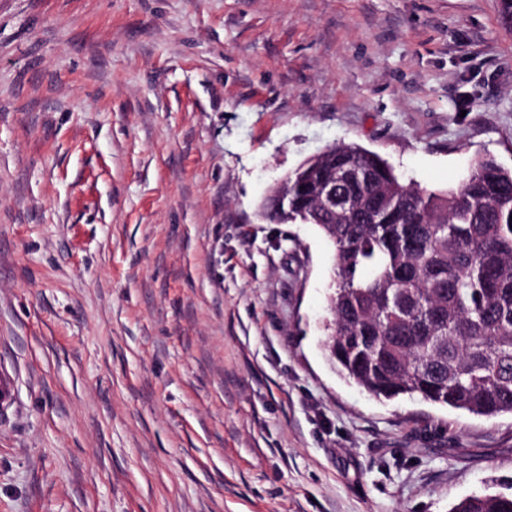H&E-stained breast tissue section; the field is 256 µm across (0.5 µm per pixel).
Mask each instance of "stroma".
Returning a JSON list of instances; mask_svg holds the SVG:
<instances>
[{
	"label": "stroma",
	"mask_w": 512,
	"mask_h": 512,
	"mask_svg": "<svg viewBox=\"0 0 512 512\" xmlns=\"http://www.w3.org/2000/svg\"><path fill=\"white\" fill-rule=\"evenodd\" d=\"M512 169L500 0H0V512H450L512 415L377 399L325 341L335 248L263 219L335 143Z\"/></svg>",
	"instance_id": "1"
}]
</instances>
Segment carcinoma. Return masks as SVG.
<instances>
[{
  "label": "carcinoma",
  "instance_id": "1",
  "mask_svg": "<svg viewBox=\"0 0 512 512\" xmlns=\"http://www.w3.org/2000/svg\"><path fill=\"white\" fill-rule=\"evenodd\" d=\"M286 186L288 214L270 197L263 215L314 224L336 250L326 345L336 372L375 398L512 414V169L483 156L436 193L341 143ZM450 512H512V496L472 495Z\"/></svg>",
  "mask_w": 512,
  "mask_h": 512
}]
</instances>
